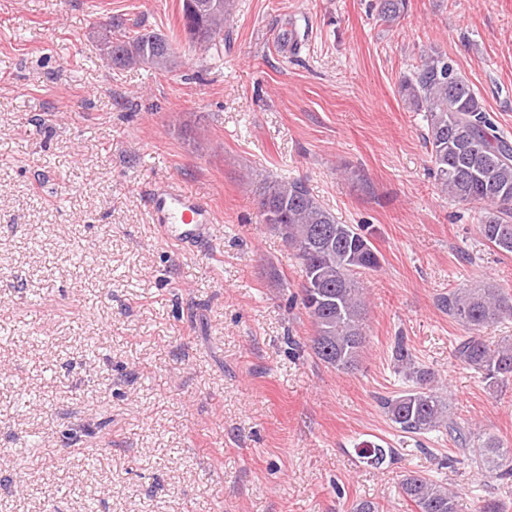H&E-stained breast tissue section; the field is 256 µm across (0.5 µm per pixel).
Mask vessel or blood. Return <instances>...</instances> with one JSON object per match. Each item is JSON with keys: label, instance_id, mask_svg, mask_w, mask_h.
Wrapping results in <instances>:
<instances>
[{"label": "vessel or blood", "instance_id": "1", "mask_svg": "<svg viewBox=\"0 0 512 512\" xmlns=\"http://www.w3.org/2000/svg\"><path fill=\"white\" fill-rule=\"evenodd\" d=\"M146 201L153 223L171 246L195 251L210 239L216 216L202 196L161 181L149 187Z\"/></svg>", "mask_w": 512, "mask_h": 512}]
</instances>
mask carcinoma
Returning a JSON list of instances; mask_svg holds the SVG:
<instances>
[{"label":"carcinoma","mask_w":512,"mask_h":512,"mask_svg":"<svg viewBox=\"0 0 512 512\" xmlns=\"http://www.w3.org/2000/svg\"><path fill=\"white\" fill-rule=\"evenodd\" d=\"M409 2L378 0V20L396 23ZM232 9V0H222L219 10L198 15L182 4L186 39L206 35L212 46H218ZM104 45L112 49V65L117 68L147 63L164 74L177 65L167 36L132 35L117 18L110 23ZM398 93L407 108L423 113L424 140L441 192L452 200L486 204L481 234L500 252L512 254V144L497 133L481 96L447 54L434 48L420 54L412 72L400 80ZM261 200L275 215L272 220L261 218L262 223L274 224L298 260V297L313 326L312 353L336 370L356 368L366 347L368 312L359 277L381 267L369 226L338 223L299 179L269 183ZM439 306L465 332L455 339V359L481 373L496 392L512 387V338L492 348L480 336L483 329L512 320V293L497 287L452 288L439 299ZM394 368L413 386L380 400L393 425L405 434L447 433L457 445V455L448 457V465L483 467L488 483L512 477V448L495 436L460 427L435 389L434 371L418 363L401 341L395 346ZM393 454V449L375 442L365 441L358 449V456L375 467ZM401 490L417 512H458L457 492L417 471L403 475Z\"/></svg>","instance_id":"carcinoma-1"}]
</instances>
